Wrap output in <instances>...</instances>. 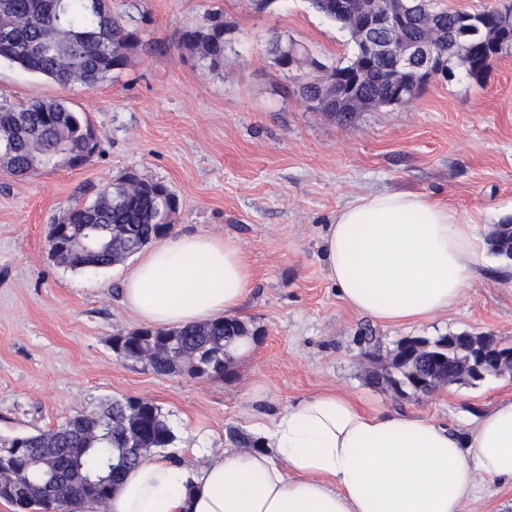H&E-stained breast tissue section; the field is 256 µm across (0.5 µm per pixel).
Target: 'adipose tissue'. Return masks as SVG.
Masks as SVG:
<instances>
[{
  "mask_svg": "<svg viewBox=\"0 0 512 512\" xmlns=\"http://www.w3.org/2000/svg\"><path fill=\"white\" fill-rule=\"evenodd\" d=\"M324 241L340 298L385 326L448 311L474 280L472 225L424 194L358 196L336 212ZM252 276L236 242L182 234L140 256L124 303L157 327L231 317ZM255 431L260 450L228 449L190 471L144 463L107 512H461L480 483L512 481V397L465 435L334 391L301 397Z\"/></svg>",
  "mask_w": 512,
  "mask_h": 512,
  "instance_id": "ef3b65f1",
  "label": "adipose tissue"
}]
</instances>
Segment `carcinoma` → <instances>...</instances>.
Listing matches in <instances>:
<instances>
[{
	"instance_id": "obj_1",
	"label": "carcinoma",
	"mask_w": 512,
	"mask_h": 512,
	"mask_svg": "<svg viewBox=\"0 0 512 512\" xmlns=\"http://www.w3.org/2000/svg\"><path fill=\"white\" fill-rule=\"evenodd\" d=\"M434 27L448 28L460 12L435 9L419 0ZM0 61L49 78L61 86L79 83L94 88L127 65V52L138 45L139 30L112 13L110 0H0ZM222 16L183 35V44L198 50L215 65L224 62ZM461 38L475 49V76L486 68L489 51L468 28ZM297 56L298 68L315 75L326 67L309 49L291 39L270 42L273 59L288 64ZM386 62L368 69L351 95L385 101L392 93ZM91 129L81 113L62 100L32 99L20 106L0 103V147L11 150L3 171L25 176L38 170L70 166L74 157L90 162L96 146L83 131ZM175 194L163 183L119 179L101 187L94 199L69 209L68 236L78 242L89 237L94 253L74 259L70 268L99 271L132 257L142 246L167 233L178 212ZM247 335L238 319L220 317L178 328H143L112 337L116 356L141 365L157 376L186 373L195 377L222 376L232 360V348ZM460 353L448 352V363L425 356L394 364L397 379L410 386L418 377L432 378L452 369ZM176 435L161 408L139 397L114 398L90 412H78L56 428L0 439V462L9 464L0 483V499L16 512H65L74 505L106 506L127 474L151 455L173 446Z\"/></svg>"
}]
</instances>
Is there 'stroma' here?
<instances>
[{"instance_id": "1", "label": "stroma", "mask_w": 512, "mask_h": 512, "mask_svg": "<svg viewBox=\"0 0 512 512\" xmlns=\"http://www.w3.org/2000/svg\"><path fill=\"white\" fill-rule=\"evenodd\" d=\"M141 31L126 67L97 87L60 86L0 63V101L62 99L98 137L92 161L14 177L0 171V438L57 427L114 397L153 401L167 416L183 468L218 458L229 429L252 433L300 397L334 390L366 407L428 417L467 433L486 406L512 396V377L431 394L370 384L407 337L492 333L512 343V264L489 251L512 218V54L481 77L459 62L409 105L345 123L314 112L269 54L273 37L324 63L351 56L349 33L309 0H112ZM229 27L212 66L181 42L207 13ZM179 199L170 232L238 243L253 271L236 317L251 348L227 373L159 377L116 358L114 336L140 329L122 283L137 260L98 272L67 269L47 249L50 224L127 173ZM409 191L436 198L476 227L471 288L448 312L383 326L341 300L325 266V226L359 195Z\"/></svg>"}]
</instances>
